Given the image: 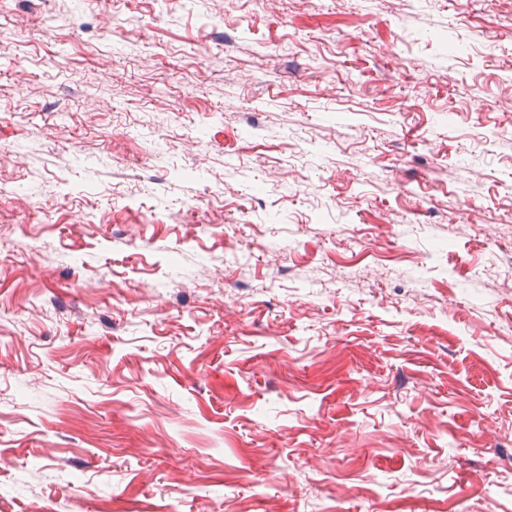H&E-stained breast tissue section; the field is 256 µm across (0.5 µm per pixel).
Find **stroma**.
I'll use <instances>...</instances> for the list:
<instances>
[{"label": "stroma", "mask_w": 512, "mask_h": 512, "mask_svg": "<svg viewBox=\"0 0 512 512\" xmlns=\"http://www.w3.org/2000/svg\"><path fill=\"white\" fill-rule=\"evenodd\" d=\"M509 241L496 0H0V512H512Z\"/></svg>", "instance_id": "35a3bbf8"}]
</instances>
